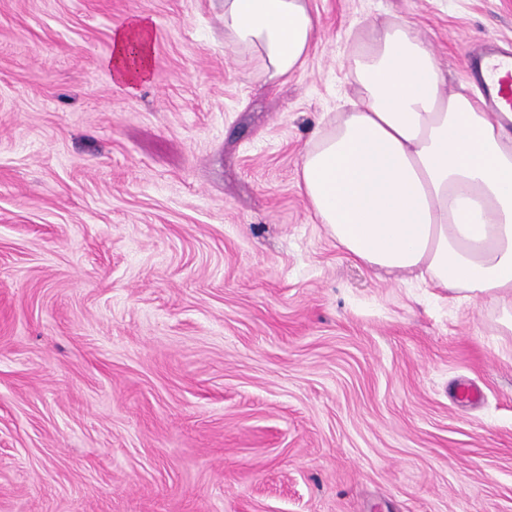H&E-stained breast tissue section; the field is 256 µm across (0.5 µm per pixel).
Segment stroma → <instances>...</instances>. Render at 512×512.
<instances>
[{"instance_id": "35a3bbf8", "label": "stroma", "mask_w": 512, "mask_h": 512, "mask_svg": "<svg viewBox=\"0 0 512 512\" xmlns=\"http://www.w3.org/2000/svg\"><path fill=\"white\" fill-rule=\"evenodd\" d=\"M308 5L271 82L219 0H0V512H512L496 307L356 264L298 186L371 20L452 91L512 0ZM137 15L131 93L103 61ZM153 26L146 16L129 19L112 32V54L104 60L113 84L133 92L150 76Z\"/></svg>"}]
</instances>
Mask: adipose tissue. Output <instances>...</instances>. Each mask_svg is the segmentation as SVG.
Wrapping results in <instances>:
<instances>
[{
    "label": "adipose tissue",
    "instance_id": "obj_1",
    "mask_svg": "<svg viewBox=\"0 0 512 512\" xmlns=\"http://www.w3.org/2000/svg\"><path fill=\"white\" fill-rule=\"evenodd\" d=\"M229 45L278 80L301 69L317 29L306 0H223ZM153 26L136 16L112 32L115 85L150 76ZM358 100L306 149L299 187L353 261L416 274L512 330V113L478 92L444 94L432 48L408 22L372 27L351 58Z\"/></svg>",
    "mask_w": 512,
    "mask_h": 512
}]
</instances>
